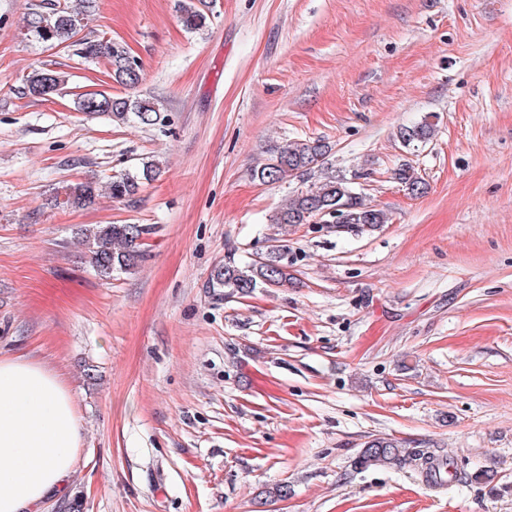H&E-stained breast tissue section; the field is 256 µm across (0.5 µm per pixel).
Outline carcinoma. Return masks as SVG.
<instances>
[{"label": "carcinoma", "instance_id": "cac0c4a2", "mask_svg": "<svg viewBox=\"0 0 512 512\" xmlns=\"http://www.w3.org/2000/svg\"><path fill=\"white\" fill-rule=\"evenodd\" d=\"M83 9H74L59 0H39L33 4L27 22L26 38L45 46L74 48L75 55L85 60L103 59L108 65V76L115 82L134 87L140 80L141 66L123 47L102 35L78 39L84 11L92 8L93 0H83ZM181 22L190 32L207 27V16L190 4L180 7ZM24 83L29 94L46 97L63 90L64 76L47 68L35 69L26 75ZM76 104L87 115H106L116 122H137L157 126L165 122L163 108L146 99H130L105 93L76 94ZM436 124L425 118L413 125L400 128L398 138L404 148L416 151L434 136ZM328 146L320 140L296 139L277 147L268 159L254 170V178L262 184H276L294 174L314 169L324 159ZM161 175L154 162H144L136 172L126 171L111 177L105 185L95 181L76 182L63 186L64 193L56 192L51 203L57 207L89 208L105 190L115 200L132 198L139 190L141 180L153 181ZM393 179L414 195L425 192V183L416 168L408 161L393 171ZM341 207L347 218L345 228L359 232L372 231L387 223V215L367 203L357 193L352 182L342 177H328L319 185L287 198L270 216L277 225L307 224L317 216L324 218ZM151 228L142 224H95L81 230V244L87 250L91 267L101 276L110 277L116 271L127 272L144 258L142 236ZM290 281L287 267L280 264L276 251L241 266L232 260L216 267L211 273L209 287L224 288L231 295H248L258 287H282ZM405 451L393 439L375 438L369 441L356 460L359 468L390 467L402 462Z\"/></svg>", "mask_w": 512, "mask_h": 512}]
</instances>
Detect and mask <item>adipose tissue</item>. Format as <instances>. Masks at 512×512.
<instances>
[{
	"label": "adipose tissue",
	"instance_id": "1",
	"mask_svg": "<svg viewBox=\"0 0 512 512\" xmlns=\"http://www.w3.org/2000/svg\"><path fill=\"white\" fill-rule=\"evenodd\" d=\"M82 444L63 376L29 357H0V512H37L65 497Z\"/></svg>",
	"mask_w": 512,
	"mask_h": 512
}]
</instances>
